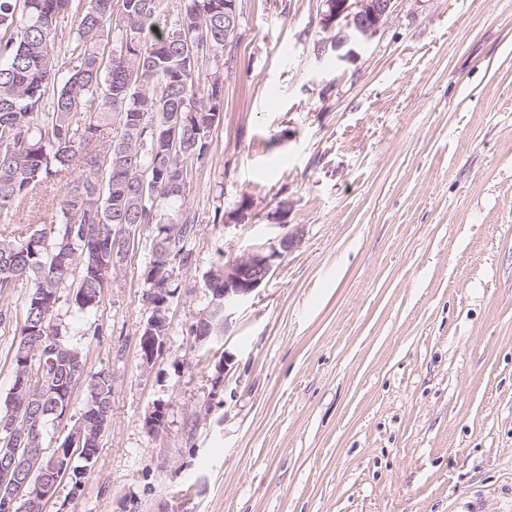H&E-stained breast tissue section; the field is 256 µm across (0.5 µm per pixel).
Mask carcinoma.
<instances>
[{
	"label": "carcinoma",
	"instance_id": "obj_1",
	"mask_svg": "<svg viewBox=\"0 0 512 512\" xmlns=\"http://www.w3.org/2000/svg\"><path fill=\"white\" fill-rule=\"evenodd\" d=\"M71 0H0V215L39 202L37 189L63 184L50 232L0 237V295L29 285L19 341L11 364L14 378L27 373L42 383L38 398L23 401L11 388L0 411V447L11 444L5 425L42 406L59 408L31 425L27 448H46L48 420L61 419L72 378L86 383L89 399L79 421L96 440L112 418V376L86 366L82 349L62 339L52 324L60 288L77 275L71 301L81 311L98 306L112 265V234L122 224L152 228L154 251L145 282L165 287L168 272L191 264L194 223L172 224L160 212L182 199L185 163L207 149L208 133L223 120V72L200 79L185 37L212 30L213 57L224 54V0H185L173 22L164 0H88L70 49L74 65L58 82L50 47ZM59 91L48 96L55 84ZM116 126L110 142L104 130ZM85 176L71 178L75 168ZM106 171L103 191L96 174ZM219 314L194 336H216Z\"/></svg>",
	"mask_w": 512,
	"mask_h": 512
}]
</instances>
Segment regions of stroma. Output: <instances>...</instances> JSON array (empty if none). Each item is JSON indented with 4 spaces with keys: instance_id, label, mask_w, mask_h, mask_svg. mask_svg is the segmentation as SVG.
<instances>
[{
    "instance_id": "obj_1",
    "label": "stroma",
    "mask_w": 512,
    "mask_h": 512,
    "mask_svg": "<svg viewBox=\"0 0 512 512\" xmlns=\"http://www.w3.org/2000/svg\"><path fill=\"white\" fill-rule=\"evenodd\" d=\"M326 0H238L224 119L187 163L164 348L152 235L53 323L112 377L81 489L46 512H512V0H396L347 61ZM299 232L200 342L205 274ZM168 403L152 436L143 420ZM170 301L166 300L163 303H159L162 306H166L165 312L158 313L148 319L150 327L141 334L142 342L140 344L141 355L147 366L152 365L156 357L162 352L163 347V335L166 331V312L168 310ZM147 321V322H148ZM140 336V337H141Z\"/></svg>"
}]
</instances>
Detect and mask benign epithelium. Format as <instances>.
<instances>
[{
	"instance_id": "benign-epithelium-1",
	"label": "benign epithelium",
	"mask_w": 512,
	"mask_h": 512,
	"mask_svg": "<svg viewBox=\"0 0 512 512\" xmlns=\"http://www.w3.org/2000/svg\"><path fill=\"white\" fill-rule=\"evenodd\" d=\"M328 10L321 18V27L333 33L330 42L317 46L318 54L326 47L338 50L348 44H360L372 38L383 27L393 12L395 0H326ZM239 13L237 0H224V46L239 39ZM300 243L297 234H285L280 239L281 251L269 254L253 252L247 257L227 263L220 275L224 278V290L215 298L224 300V310L245 299L270 278L274 261L281 253L288 252ZM150 327L140 344L141 355L146 365L154 363L162 352L163 335L166 331V313L149 318ZM168 405L159 401L144 418V427L150 434L159 433L166 422ZM83 430L72 431V444L56 450L50 468L42 477L31 480L33 468L29 452L18 448H0V512H43L45 504L52 498L57 483L71 478L69 459L74 444L82 441Z\"/></svg>"
}]
</instances>
